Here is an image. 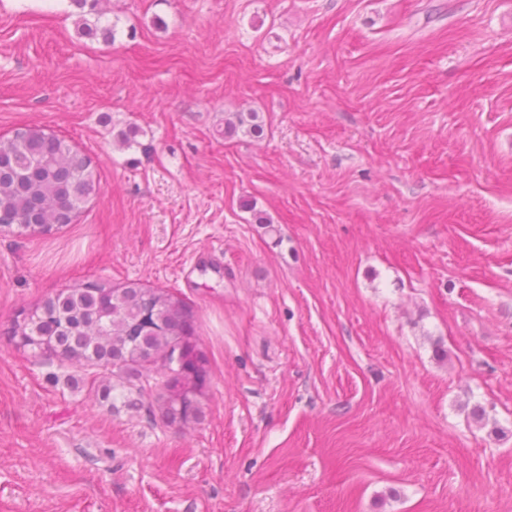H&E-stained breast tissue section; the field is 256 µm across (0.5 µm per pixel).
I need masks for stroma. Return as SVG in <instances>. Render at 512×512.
Returning <instances> with one entry per match:
<instances>
[{
    "label": "stroma",
    "mask_w": 512,
    "mask_h": 512,
    "mask_svg": "<svg viewBox=\"0 0 512 512\" xmlns=\"http://www.w3.org/2000/svg\"><path fill=\"white\" fill-rule=\"evenodd\" d=\"M30 124L101 191L0 233V512H512V0H0ZM92 281L186 301L200 422L10 342Z\"/></svg>",
    "instance_id": "stroma-1"
}]
</instances>
